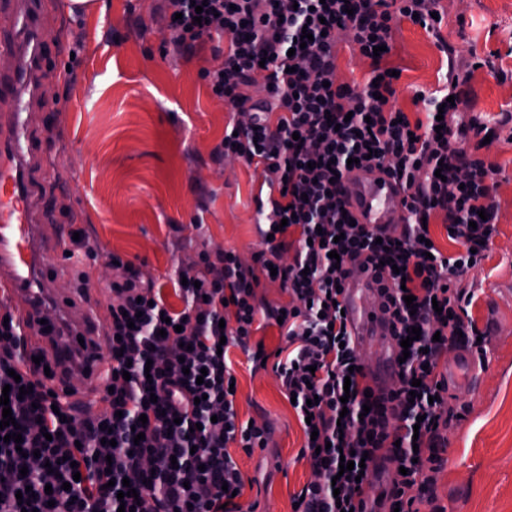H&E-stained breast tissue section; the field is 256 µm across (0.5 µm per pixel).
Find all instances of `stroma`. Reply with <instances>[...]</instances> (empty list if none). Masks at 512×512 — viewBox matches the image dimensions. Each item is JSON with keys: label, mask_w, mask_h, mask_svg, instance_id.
<instances>
[{"label": "stroma", "mask_w": 512, "mask_h": 512, "mask_svg": "<svg viewBox=\"0 0 512 512\" xmlns=\"http://www.w3.org/2000/svg\"><path fill=\"white\" fill-rule=\"evenodd\" d=\"M43 2L42 98L29 116L36 156L24 177L44 223L45 250L74 249L58 242L67 224L99 251L98 262L79 267L67 259L52 269L53 286L74 295L71 320L82 321L89 306L106 313L105 263L115 254L141 266L166 301L182 308L175 291L181 262L203 248H233L247 259L261 247L262 173L215 152L231 115L200 75L214 67L212 51H169L162 0H92L81 13L71 12L69 0ZM436 8L438 32L396 22L388 57L400 71L396 107L415 114L416 92L445 87L443 40L459 62L479 64L467 86L473 113L493 122L512 111V0H438ZM487 59L492 67H484ZM371 71L370 59L338 34V81L361 88ZM479 153L495 171L498 233L465 280L476 294L468 313L491 333L477 365L480 385L451 391L460 418L440 450L434 504L442 512H512V129L500 128ZM82 270L89 283L77 295ZM229 358L240 420L264 419L272 428L265 450L232 451L245 481L242 499L259 501L258 512H292L294 494L310 478L298 456L302 426L271 369L237 348Z\"/></svg>", "instance_id": "35a3bbf8"}]
</instances>
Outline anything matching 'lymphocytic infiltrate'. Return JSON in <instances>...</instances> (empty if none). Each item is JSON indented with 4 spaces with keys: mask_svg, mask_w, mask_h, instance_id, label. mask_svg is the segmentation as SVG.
<instances>
[{
    "mask_svg": "<svg viewBox=\"0 0 512 512\" xmlns=\"http://www.w3.org/2000/svg\"><path fill=\"white\" fill-rule=\"evenodd\" d=\"M166 2L174 48L208 44L220 60L202 71L233 114L216 152L262 167L271 191L259 227L265 241L248 263L232 249H203L181 264L179 311L139 266L112 265L101 415L76 416L44 378L23 372L15 329L0 325V388L10 389L15 419L0 430V512H22L25 501L35 512H244L231 450L267 448L270 428L239 421L231 362L217 346L262 363L265 350L250 347L261 319L279 323L272 370L284 394L295 395L304 432L317 434L299 451L311 477L296 512H420L434 499L439 450L456 415L437 368L448 351L484 350L463 277L497 232L494 170L464 147L484 126L465 117L459 74L413 120L395 107V78L373 53L391 44L398 19L434 29L435 0H207L200 11L191 0ZM340 31L371 59L377 84L337 82ZM305 32L312 41L296 47ZM259 82L265 95L256 99L248 90ZM351 157L399 176L406 223L353 226L344 218ZM435 215L457 255L426 245L422 221ZM269 274L289 296L283 306L258 297ZM365 276L394 342L421 330L383 393H368L341 314L343 286ZM14 432L22 444L5 442ZM350 451L364 458L363 473L340 472V455ZM126 485L135 496L118 500Z\"/></svg>",
    "mask_w": 512,
    "mask_h": 512,
    "instance_id": "1",
    "label": "lymphocytic infiltrate"
}]
</instances>
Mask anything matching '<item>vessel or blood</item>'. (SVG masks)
<instances>
[{"instance_id": "b4317fda", "label": "vessel or blood", "mask_w": 512, "mask_h": 512, "mask_svg": "<svg viewBox=\"0 0 512 512\" xmlns=\"http://www.w3.org/2000/svg\"><path fill=\"white\" fill-rule=\"evenodd\" d=\"M40 16L37 6L24 16L15 9L0 12V56L18 57L15 69L0 77V101H8L14 115L9 125L0 126V304L13 309L16 332L26 344L41 338L38 301L61 309L68 306L67 298L57 293L48 277L54 256L41 249L31 196L18 173L19 165L33 151L26 114L34 94L30 71L40 57L41 47L35 42L29 52L17 54L11 35L21 22L38 27ZM403 196V188L395 178L368 166L351 171L345 182L347 206L362 224L405 223ZM344 304L354 339L376 355L375 361L368 364L369 381L376 387L385 386L395 371V353L391 329L380 317L377 290L370 279L349 281ZM103 341V336L95 334L83 321L72 324L70 335L58 338L52 349L57 356L53 387L62 390L68 379L82 377L85 395L77 405L83 410L95 407L92 396L98 390L96 375ZM448 377L472 388L479 381L477 369L464 355L449 363Z\"/></svg>"}]
</instances>
